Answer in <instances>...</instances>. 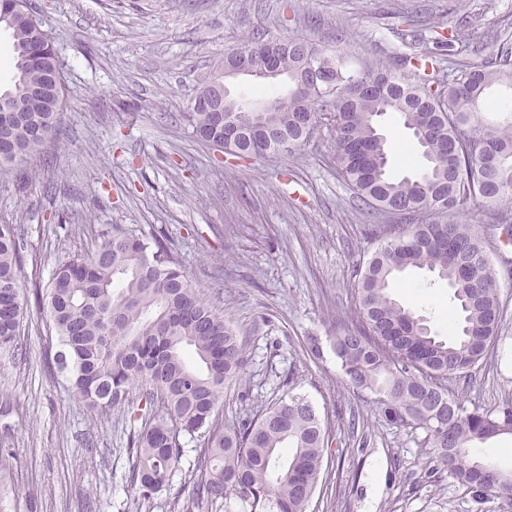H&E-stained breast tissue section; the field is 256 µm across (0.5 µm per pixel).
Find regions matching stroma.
Listing matches in <instances>:
<instances>
[{
  "instance_id": "35a3bbf8",
  "label": "stroma",
  "mask_w": 512,
  "mask_h": 512,
  "mask_svg": "<svg viewBox=\"0 0 512 512\" xmlns=\"http://www.w3.org/2000/svg\"><path fill=\"white\" fill-rule=\"evenodd\" d=\"M64 72L54 143L25 169L0 170V222L16 225L27 304L17 348L0 353V512H183L198 437L165 490L145 505L128 486L133 432L146 417L94 412L54 364L57 336L34 298L58 263L119 228L165 235L190 276L220 295L246 342L243 386L216 413L299 394L330 430L323 482L308 512H502L443 475L423 430L389 424L372 394L349 385L332 350L357 320L353 277L378 225L339 176L329 127L289 153L242 160L198 140L183 121L199 78L249 37L300 39L354 66H396V29L512 39V0H28ZM382 130L394 177L414 174L418 146L393 117ZM512 200L476 201L454 216L488 238L501 329L469 372L447 379L467 408L512 403ZM448 337L452 292L411 270L391 290Z\"/></svg>"
}]
</instances>
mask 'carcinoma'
Wrapping results in <instances>:
<instances>
[{"label": "carcinoma", "mask_w": 512, "mask_h": 512, "mask_svg": "<svg viewBox=\"0 0 512 512\" xmlns=\"http://www.w3.org/2000/svg\"><path fill=\"white\" fill-rule=\"evenodd\" d=\"M0 25L11 31L16 76L6 100L43 83L58 58L39 60L35 44L49 42L34 18L0 0ZM410 39L419 52L399 57L404 76L380 66L356 69L344 57L289 39L281 64L297 71L320 60L328 80L299 94L270 99L273 111L238 104L228 113L239 136L231 148L247 152H290L328 124L340 174L362 203L378 212L402 208L413 223L379 227L380 244L355 269L359 321L332 338L349 384L375 395L385 419L426 432L446 470L481 500L495 495L512 512V471L470 457L473 445L512 434V404L470 411L442 380L469 372L499 334L496 279L485 238L469 224L445 217L473 201L500 203L512 197V120L483 123L479 107L489 91H512V47L484 43L483 59L456 63L457 74L434 87L429 66L444 44L462 54L459 34L433 41ZM257 40L227 52L228 63L249 58ZM58 93L32 103L33 111L0 113V168L21 166L57 134ZM386 114L399 117L417 141L423 168L393 179L389 148L379 132ZM192 131L213 132L209 112L184 115ZM474 139L463 136L464 130ZM412 269L447 283L455 307L454 335L432 333L425 318L390 294L396 278ZM22 254L13 224H0V350L18 345L27 306L20 294ZM58 336L54 355L73 395L91 411L133 413L129 397L160 402L167 419L132 438L136 463L131 491L148 501L169 483L184 455L185 440L208 436L193 464V482L183 512L204 502L237 500L244 512H306L319 484L327 426L302 397L288 395L251 410L237 425L219 428L215 413L224 387L244 378V345L224 309L196 284L162 239L150 244L129 232L101 235L95 248L58 264L42 298ZM288 454H283V449Z\"/></svg>", "instance_id": "cac0c4a2"}]
</instances>
